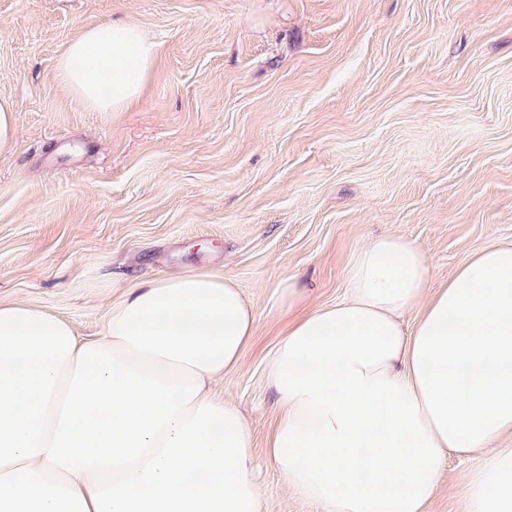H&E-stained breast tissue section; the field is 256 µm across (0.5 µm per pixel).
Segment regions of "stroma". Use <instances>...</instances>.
<instances>
[{
  "mask_svg": "<svg viewBox=\"0 0 512 512\" xmlns=\"http://www.w3.org/2000/svg\"><path fill=\"white\" fill-rule=\"evenodd\" d=\"M110 21L157 56L133 109L93 112L57 61ZM0 99L17 130L0 150V301L91 337L134 284L231 278L257 327L215 390L248 419L264 512H322L265 456V368L303 307L345 299L356 247L403 235L435 288L512 245V0H0ZM478 464L447 458L428 512H465Z\"/></svg>",
  "mask_w": 512,
  "mask_h": 512,
  "instance_id": "1",
  "label": "stroma"
}]
</instances>
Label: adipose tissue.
Listing matches in <instances>:
<instances>
[{
    "instance_id": "1",
    "label": "adipose tissue",
    "mask_w": 512,
    "mask_h": 512,
    "mask_svg": "<svg viewBox=\"0 0 512 512\" xmlns=\"http://www.w3.org/2000/svg\"><path fill=\"white\" fill-rule=\"evenodd\" d=\"M156 53L135 23L96 25L68 43L58 77L85 108L120 112ZM346 285L291 321L266 365V457L286 489L323 512H425L445 457L476 454L466 512H512V448L497 445L512 429V246L434 289L423 252L389 233L356 250ZM256 323L212 272L132 288L91 340L0 303V512H263L249 424L210 389Z\"/></svg>"
}]
</instances>
